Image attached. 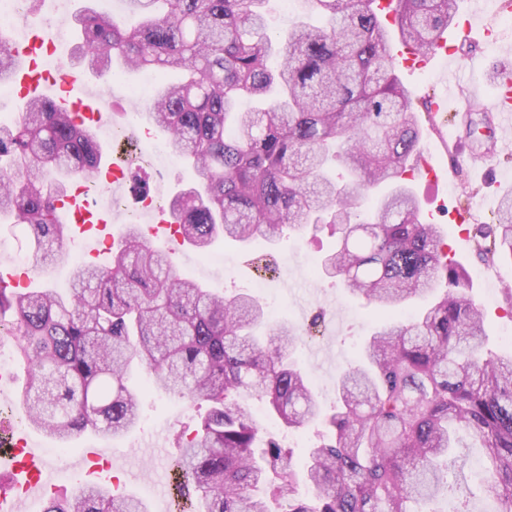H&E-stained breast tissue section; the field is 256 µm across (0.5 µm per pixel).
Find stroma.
Masks as SVG:
<instances>
[{"instance_id":"obj_1","label":"stroma","mask_w":512,"mask_h":512,"mask_svg":"<svg viewBox=\"0 0 512 512\" xmlns=\"http://www.w3.org/2000/svg\"><path fill=\"white\" fill-rule=\"evenodd\" d=\"M456 11L470 14L475 26L491 27L495 33L493 50L483 53V70L471 71L466 53L461 50L443 64L433 61L423 68L398 67L397 75L418 103L445 94V82L451 74L461 86L483 85L482 109L418 112L423 133L419 152L436 157L444 175L433 184L425 174H416L412 187L422 211L435 213V222L440 225L456 260L470 275L469 293L485 312L489 348L506 352L512 350V306L505 299L507 289H512V260L488 259L476 249L473 236L476 225L495 224L502 198L512 196V151L494 152L495 158L487 170L477 174L471 170V161L493 151V141L488 135L496 124L495 114L488 109L495 94L492 67L512 62V25L503 23L501 12L490 11L486 0H457ZM155 172L154 166L143 164L134 168L129 177L144 183L148 194L165 199L193 180L192 171L181 163L166 169L163 181H156ZM335 244V238L329 235L314 238L307 232L284 235L273 244L256 241L241 246L217 241L210 255L233 256L237 266L231 273L208 262V255H201L189 246L173 255L180 272L203 282L214 292L230 296L251 291L264 304L269 297L254 288L260 277L254 259L267 253L285 260L286 269L278 284L277 318L297 328L299 341L294 356L327 410L336 403L337 374L356 359L361 344L379 325L372 306L363 299L353 296L343 284L314 275V263L319 255ZM320 309L327 313L326 329L322 335L308 337V321ZM133 382L148 388L140 425L117 438L91 433L77 436L69 449V461L72 469L81 471L85 468L86 444L111 450L114 473L135 474L134 479H122L121 487L142 498L149 512H160L163 502L156 498V491L182 480L180 473L169 470L168 464L180 455L184 440L192 434L208 406L149 388V377L140 369L134 370Z\"/></svg>"}]
</instances>
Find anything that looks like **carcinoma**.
Here are the masks:
<instances>
[{
  "label": "carcinoma",
  "instance_id": "1",
  "mask_svg": "<svg viewBox=\"0 0 512 512\" xmlns=\"http://www.w3.org/2000/svg\"><path fill=\"white\" fill-rule=\"evenodd\" d=\"M127 23L85 6L74 57L94 74L165 76L149 124L196 179L169 200L172 222L205 253L220 238L273 242L285 231L336 237L317 274L364 297L382 320L321 409L293 360L298 340L280 323L264 336L260 302L229 297L178 272L138 224L107 264L80 261L66 290L0 291V331L13 337L27 379L28 420L60 446L84 432L124 436L141 421V367L150 384L208 411L179 459L197 512H439L440 473L455 474L457 433L480 444L488 512H512V351L485 347L467 270L448 257L440 227L423 220L408 172L421 130L401 85L376 0H310L324 22L269 31V0H127ZM402 44L428 50L450 27L456 0H391ZM88 123L51 98H32L0 123V217L27 228L37 261L65 241L56 203L75 180L100 174ZM484 252L512 259V198L500 204ZM442 282L406 325L398 314ZM288 429L327 434L303 467L266 433L247 401ZM309 491H299L300 484ZM448 482V512H473ZM43 512H147L128 493L90 484Z\"/></svg>",
  "mask_w": 512,
  "mask_h": 512
}]
</instances>
